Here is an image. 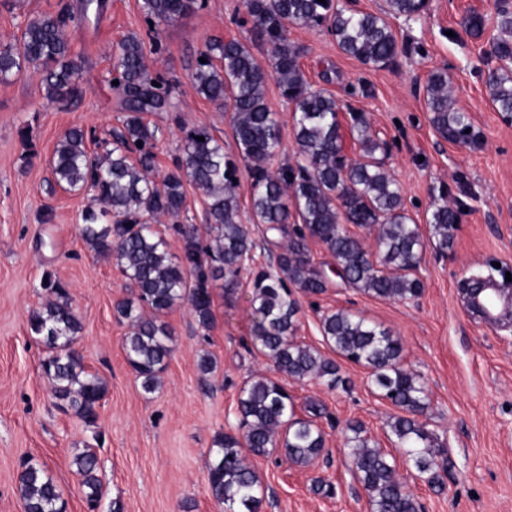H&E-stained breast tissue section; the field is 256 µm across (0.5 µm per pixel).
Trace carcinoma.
Returning <instances> with one entry per match:
<instances>
[{"label":"carcinoma","mask_w":512,"mask_h":512,"mask_svg":"<svg viewBox=\"0 0 512 512\" xmlns=\"http://www.w3.org/2000/svg\"><path fill=\"white\" fill-rule=\"evenodd\" d=\"M194 0H142L147 37L158 40V27L183 16ZM261 39L269 48V66L261 65L240 41L214 40L205 45L192 74L196 92L232 112L238 155L254 163L251 171V211L265 234L287 239L275 264L250 269L252 288L251 339L275 371L296 380L317 379L328 387L345 384L337 363L319 350L294 341L298 300L292 289L307 296L327 288L311 255L309 243L324 245L356 289L383 300L410 301L423 292L413 275L421 261L422 232L406 213L400 185L384 169L377 153L386 145L375 140L362 114L352 115L350 131L361 154L353 163L341 153L339 107L323 89L307 83L298 58L300 48L290 42L292 27L329 24L339 49L367 65L381 67L398 54L396 35L388 17L414 19L424 14L428 0H387L382 15L354 11L336 0H244ZM95 17L102 5L85 0L80 12L64 6L58 12L26 23L16 45L0 49V80L6 81L27 62L44 68L45 98L55 104L74 102L84 92L81 67L70 54L68 29ZM499 36L491 53L503 66L489 73L490 98L500 112L512 113V10L497 13ZM274 73L280 94L293 104L292 121L296 165L272 169L282 150L281 123L264 99L269 73ZM112 79L124 102L122 130L103 156H92L87 135L79 127L65 132L57 143L51 165L54 183L90 194L79 234L99 254L116 259L122 274L137 290V302L117 304L120 320L128 324L124 340L127 362L144 392L155 390L172 354L171 332L161 317L176 304H189L198 325H214L213 287L221 281L233 292L240 283L244 261L256 249L247 227L238 222V175L234 159L205 126L184 131L182 153L174 167L155 175L156 126L146 119L151 112L174 109L171 83L153 75L145 64V41L130 35L116 52ZM430 123L445 140L468 145L477 139L464 112L452 106L447 71H431L426 83ZM204 140L199 141L197 137ZM207 197L206 224L177 222L186 201L185 184ZM168 216L167 231L184 242L181 254L167 250L165 238L141 219ZM458 212L448 203L437 204L428 219L429 233L441 250L454 239ZM355 224L375 234L377 260L363 240L344 224ZM47 300L29 315L31 334L52 350L41 363L54 385L56 398L92 425L106 394L104 381L87 371L75 348L81 322L73 311L65 286L48 278L41 282ZM324 341L338 355L371 369L376 389L401 414L388 421L392 434L413 467L439 482L445 461L438 459V437L419 421L428 408L425 385L401 366L398 338L365 318L340 309L321 317ZM242 432L219 434L211 452L214 461L208 481L224 512H260L261 482L244 464L242 449L256 456L276 450L298 466L306 467L325 447L323 431L314 421L322 408L309 404L310 418L296 416L292 396L280 381L254 377L240 390L237 402ZM352 468L366 492L371 512H422L423 507L396 475L395 460L363 435L359 423L348 424ZM82 477L89 512H98L103 498L97 475L98 459L83 452L73 460ZM18 493L25 512H65L66 502L46 469L30 460L18 476Z\"/></svg>","instance_id":"carcinoma-1"}]
</instances>
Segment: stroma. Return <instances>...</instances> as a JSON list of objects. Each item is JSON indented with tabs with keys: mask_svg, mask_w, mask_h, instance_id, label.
Returning <instances> with one entry per match:
<instances>
[{
	"mask_svg": "<svg viewBox=\"0 0 512 512\" xmlns=\"http://www.w3.org/2000/svg\"><path fill=\"white\" fill-rule=\"evenodd\" d=\"M63 3L76 12L82 6V0H0V47L15 43L28 19L56 12ZM104 3L99 23L67 33L71 53L82 63L84 95L77 104H49L40 69L26 63L0 80V512H22L17 485L25 458L52 475L67 512H87L73 464L87 449L99 461L104 503L120 501L123 512H224L209 488L210 450L219 433L238 431L236 405L245 381L275 374L251 345L248 281L230 295L216 287L211 330H201L184 302L165 315L174 351L158 388L144 393L125 358L127 326L115 313L135 289L112 257L91 251L80 237L87 193L48 184L55 145L68 129L94 131L98 141L88 149L100 153L103 140L122 125V100L110 84L114 53L122 38L144 35L147 26L139 0ZM474 13L485 19L478 38L464 26ZM390 24L399 53L384 67L344 54L323 26L291 28L289 39L300 49L307 81L336 98L344 156L359 155L350 125L352 113H363L389 147L385 168L401 184L406 212L417 224L426 223L440 192L459 208L454 243L441 251L425 240L415 271L424 291L405 302L360 293L336 277L332 254L311 242L327 288L300 296L295 339L333 357L321 317L339 309L398 337L403 368L427 389L422 420L443 444L448 468L438 486L417 473L387 427L396 407L376 390L367 368L342 358L338 365L348 388L285 379L297 416H307L310 402L324 406L317 424L325 451L307 467L279 451L247 455L264 488L261 512H370L346 445L351 422L361 423L394 457L423 512H512V319L484 323L458 293L464 278L487 273L492 263L512 271V114L497 111L486 86L499 66L489 53L497 34L496 0H431L420 18ZM211 39H236L259 62L268 58L243 0H198L178 21L160 26L157 43L146 46V62L153 73L175 81L176 106L148 116L158 128L156 172L171 168L185 129L194 126H206L227 155L237 154L230 113L200 97L191 81L198 54ZM435 69L447 70L456 105L479 134L475 142L453 144L431 126L424 86ZM238 167L239 220L259 247L278 254L283 240H267L263 225L252 219L249 165ZM48 274L70 293L82 324L76 346L86 370L107 383L91 426L60 408L40 367L50 350L28 329L30 312L45 298L40 283ZM204 353L216 361L206 376L197 367ZM321 479L334 484V496L315 492Z\"/></svg>",
	"mask_w": 512,
	"mask_h": 512,
	"instance_id": "1",
	"label": "stroma"
}]
</instances>
